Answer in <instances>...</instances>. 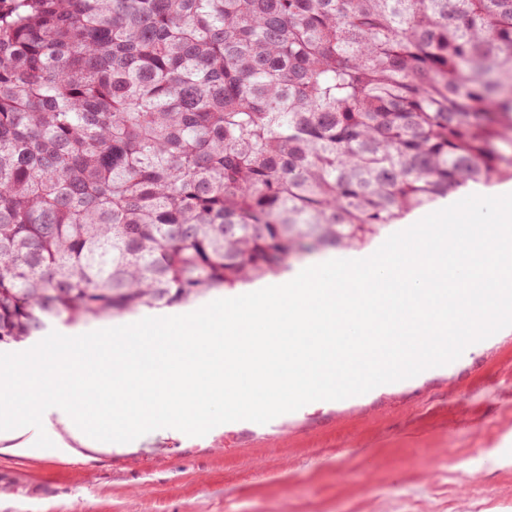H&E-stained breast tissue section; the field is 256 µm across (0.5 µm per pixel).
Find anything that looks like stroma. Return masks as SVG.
Returning <instances> with one entry per match:
<instances>
[{
  "label": "stroma",
  "instance_id": "1",
  "mask_svg": "<svg viewBox=\"0 0 512 512\" xmlns=\"http://www.w3.org/2000/svg\"><path fill=\"white\" fill-rule=\"evenodd\" d=\"M0 438V512H512V330L268 423L113 445Z\"/></svg>",
  "mask_w": 512,
  "mask_h": 512
}]
</instances>
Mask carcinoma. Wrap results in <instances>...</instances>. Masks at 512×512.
I'll return each instance as SVG.
<instances>
[{"label":"carcinoma","instance_id":"obj_1","mask_svg":"<svg viewBox=\"0 0 512 512\" xmlns=\"http://www.w3.org/2000/svg\"><path fill=\"white\" fill-rule=\"evenodd\" d=\"M509 140L512 0H0V343L359 249Z\"/></svg>","mask_w":512,"mask_h":512}]
</instances>
